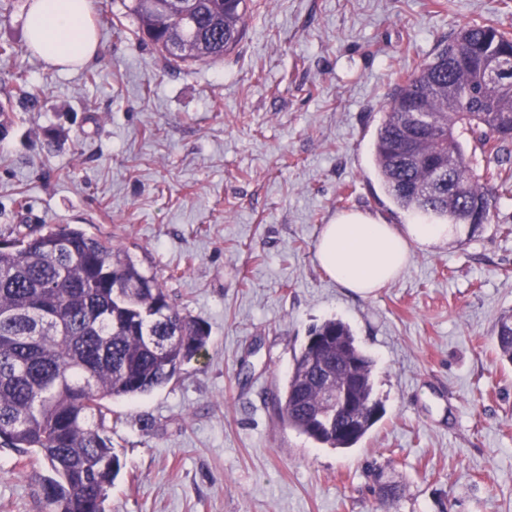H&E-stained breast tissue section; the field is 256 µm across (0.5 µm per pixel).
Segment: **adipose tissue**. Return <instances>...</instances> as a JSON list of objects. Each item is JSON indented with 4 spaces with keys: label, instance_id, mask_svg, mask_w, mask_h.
I'll return each instance as SVG.
<instances>
[{
    "label": "adipose tissue",
    "instance_id": "ef3b65f1",
    "mask_svg": "<svg viewBox=\"0 0 512 512\" xmlns=\"http://www.w3.org/2000/svg\"><path fill=\"white\" fill-rule=\"evenodd\" d=\"M90 7V0H29L27 43L48 65L83 66L100 51ZM468 232L464 224L398 227L364 211H341L323 226L316 257L341 287L367 297L399 277L413 245L445 242Z\"/></svg>",
    "mask_w": 512,
    "mask_h": 512
}]
</instances>
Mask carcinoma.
I'll list each match as a JSON object with an SVG mask.
<instances>
[{
  "mask_svg": "<svg viewBox=\"0 0 512 512\" xmlns=\"http://www.w3.org/2000/svg\"><path fill=\"white\" fill-rule=\"evenodd\" d=\"M139 31L175 65L216 61L247 24L246 0H185L161 11L148 0L129 7ZM177 50H167L170 36ZM508 69L490 76L482 60ZM419 156L397 150L408 112ZM512 33L469 24L440 42L432 57L401 79L383 106L374 161L400 209L429 222L492 223L501 197L512 193ZM450 184L438 181V169ZM325 341L293 356L280 413L315 442L351 448L376 423L367 415L343 431L323 408L311 360L354 383L375 406L373 359L349 325L328 319L309 330ZM499 355L512 363V311L494 325ZM209 330L173 307L154 275L103 236L69 224L18 233L0 247V444L20 454L36 448L50 475L42 489L50 512H105L107 490L120 471L103 426L116 398L132 399L168 384L205 349Z\"/></svg>",
  "mask_w": 512,
  "mask_h": 512,
  "instance_id": "carcinoma-1",
  "label": "carcinoma"
}]
</instances>
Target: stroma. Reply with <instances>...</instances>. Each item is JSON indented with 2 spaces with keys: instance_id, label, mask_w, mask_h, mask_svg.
Returning <instances> with one entry per match:
<instances>
[{
  "instance_id": "1",
  "label": "stroma",
  "mask_w": 512,
  "mask_h": 512,
  "mask_svg": "<svg viewBox=\"0 0 512 512\" xmlns=\"http://www.w3.org/2000/svg\"><path fill=\"white\" fill-rule=\"evenodd\" d=\"M92 2L101 51L75 70L45 66L24 11L0 9L16 51L0 59V240L110 237L210 330L167 385L113 402L105 512H512V364L491 335L512 310V201L473 236L413 246L367 298L315 257L336 212L413 223L375 167L381 109L461 26L512 32V0H247L234 49L177 68L131 0ZM330 318L373 358L385 409L349 449L279 414L294 352ZM37 455L0 447V512H49Z\"/></svg>"
}]
</instances>
